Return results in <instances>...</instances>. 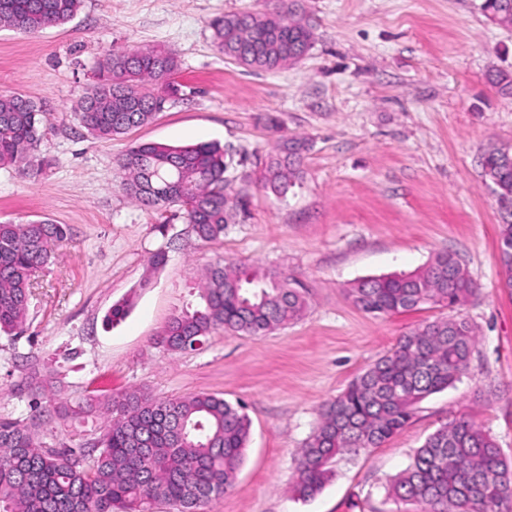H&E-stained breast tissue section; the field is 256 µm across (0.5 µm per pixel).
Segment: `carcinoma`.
<instances>
[{"mask_svg": "<svg viewBox=\"0 0 512 512\" xmlns=\"http://www.w3.org/2000/svg\"><path fill=\"white\" fill-rule=\"evenodd\" d=\"M82 0H0V27L29 34L61 26ZM493 24L512 27V0H482ZM214 43L233 63L272 71L303 59L314 27L297 18V0L263 15L227 14L211 22ZM169 50L117 51L98 64L97 81L77 112L87 132L100 139L123 135L164 109L178 88ZM47 113L36 101L0 94V166L36 176L48 162L38 154ZM306 140L288 138L264 164L260 181L278 194L300 177ZM486 178L498 199L512 202V146L487 150ZM125 190L143 206L177 205L199 239L224 234L234 204L226 192L228 164L216 143L169 146L136 144L118 162ZM70 239V228L50 220L0 222V333L26 331L33 277ZM501 286L512 290V211L502 212ZM204 305L174 316L159 343L168 351L195 349L213 331L267 336L304 315L308 301L296 280L245 264L216 262L201 281ZM479 288L450 252L402 274L356 281L348 296L361 311L391 316L425 304L463 306ZM478 342L476 328L461 318L424 322L400 336L343 392L325 403L320 422L294 461L293 491L303 500L332 476L333 459L378 448L412 419L417 405L447 389L468 370ZM18 390L30 415L0 417V512H152L164 502L176 512L201 508L233 487L250 434L239 405L199 393L158 399L139 391L95 394L77 406L54 397L36 366ZM104 415L100 433L76 448H52L44 438L73 419ZM396 500L419 512H512V464L471 419L455 418L414 450L407 468L389 480Z\"/></svg>", "mask_w": 512, "mask_h": 512, "instance_id": "obj_1", "label": "carcinoma"}]
</instances>
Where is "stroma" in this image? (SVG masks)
Masks as SVG:
<instances>
[{"instance_id":"stroma-1","label":"stroma","mask_w":512,"mask_h":512,"mask_svg":"<svg viewBox=\"0 0 512 512\" xmlns=\"http://www.w3.org/2000/svg\"><path fill=\"white\" fill-rule=\"evenodd\" d=\"M277 0H84L69 23L22 35L0 28V92L48 111L35 178L0 169V222L50 219L71 239L35 280L23 337L0 335V416L27 413L12 389L25 361L51 374L57 398L99 389L157 398L215 394L242 404L251 436L235 485L203 512H418L387 493L415 449L449 419L473 418L512 462V292L501 286L497 198L480 165L512 144V29L481 0H302L314 44L298 64L250 72L214 45L213 18L262 14ZM161 46L177 57L180 92L121 137L97 139L75 108L112 51ZM306 138L302 176L286 196L258 172L282 139ZM224 148L239 199L224 234L205 242L180 207H141L117 160L135 143ZM164 252L165 261L152 257ZM455 253L479 293L457 314L479 341L460 381L424 399L412 421L356 457L336 458L309 500L292 491L294 460L321 406L398 336L447 317L440 304L389 317L347 296L366 277L409 273ZM247 262L296 278L308 297L297 323L255 337L214 331L199 350L169 352L168 320L200 306L201 270ZM130 307L119 323L113 304Z\"/></svg>"}]
</instances>
